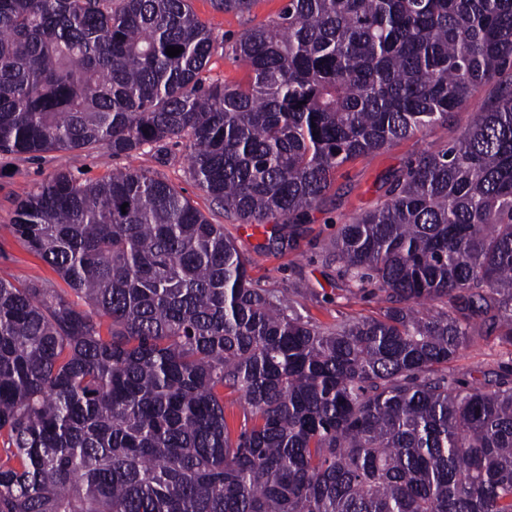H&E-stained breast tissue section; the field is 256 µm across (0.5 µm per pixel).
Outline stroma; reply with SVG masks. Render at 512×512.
<instances>
[{"label":"stroma","mask_w":512,"mask_h":512,"mask_svg":"<svg viewBox=\"0 0 512 512\" xmlns=\"http://www.w3.org/2000/svg\"><path fill=\"white\" fill-rule=\"evenodd\" d=\"M285 3L286 0H258L249 16L239 17L214 11L210 0H191L194 12L211 27L216 40L203 79L245 81L246 66L225 52V43L233 41L243 29L276 17ZM495 91V83L485 84L475 91L468 105L456 111L448 124L423 130L379 153L344 164L327 199L311 211L304 223L290 228V246L278 249L264 248L262 230L239 223L196 186L187 174L185 146L167 147L162 155L147 150L130 158L116 157L111 151L99 148L34 157L0 154V278L44 283L61 290L66 287L59 275L29 250L11 228L23 191L37 187L58 170L69 171L82 182H95L130 168L181 188L197 210L212 223L223 225L225 234L249 258V273L262 287L285 291L299 281L313 284L316 296L301 301L302 314L312 321L329 325L340 316L377 315L379 304L375 298L336 285V265L328 257V248L341 222L382 204L394 176L401 174L421 153L439 150L454 141L471 122L473 112ZM509 362H512L511 345L494 336H477L460 352L452 368L473 385L482 387Z\"/></svg>","instance_id":"1"}]
</instances>
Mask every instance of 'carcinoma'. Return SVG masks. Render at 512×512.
<instances>
[{
	"mask_svg": "<svg viewBox=\"0 0 512 512\" xmlns=\"http://www.w3.org/2000/svg\"><path fill=\"white\" fill-rule=\"evenodd\" d=\"M214 49L190 0H0V153L182 141L282 247L350 159L499 90L340 225L337 280L382 307L331 326L159 178L25 192L15 236L84 306L0 278V512H512V365L448 371L512 345V0H287L228 46L245 84L203 79ZM512 360V346L496 336H475L451 368L477 387H487L499 368Z\"/></svg>",
	"mask_w": 512,
	"mask_h": 512,
	"instance_id": "cac0c4a2",
	"label": "carcinoma"
}]
</instances>
